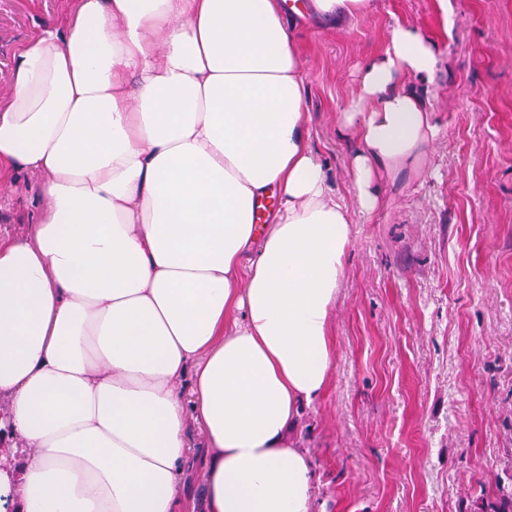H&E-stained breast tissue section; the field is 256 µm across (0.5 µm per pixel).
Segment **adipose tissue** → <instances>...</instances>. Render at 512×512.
I'll return each instance as SVG.
<instances>
[{
	"label": "adipose tissue",
	"mask_w": 512,
	"mask_h": 512,
	"mask_svg": "<svg viewBox=\"0 0 512 512\" xmlns=\"http://www.w3.org/2000/svg\"><path fill=\"white\" fill-rule=\"evenodd\" d=\"M444 70L407 24L362 65L336 118L362 214L419 169ZM20 173L0 436L24 447L0 454V512H182L190 418L206 512H313L295 428L329 385L352 217L310 144L285 0H74L0 98V189Z\"/></svg>",
	"instance_id": "1"
}]
</instances>
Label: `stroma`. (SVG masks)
I'll list each match as a JSON object with an SVG mask.
<instances>
[{
    "label": "stroma",
    "instance_id": "obj_1",
    "mask_svg": "<svg viewBox=\"0 0 512 512\" xmlns=\"http://www.w3.org/2000/svg\"><path fill=\"white\" fill-rule=\"evenodd\" d=\"M373 0L350 20L297 23L310 140L353 215L330 316L329 390L300 408L297 444L318 479L314 512H475L512 477V0ZM68 0H0V92L17 53ZM397 23L438 35L450 79L431 91L439 132L417 172L362 215L336 114ZM28 177L0 198V233H23ZM188 512H203L206 440L188 424Z\"/></svg>",
    "mask_w": 512,
    "mask_h": 512
}]
</instances>
